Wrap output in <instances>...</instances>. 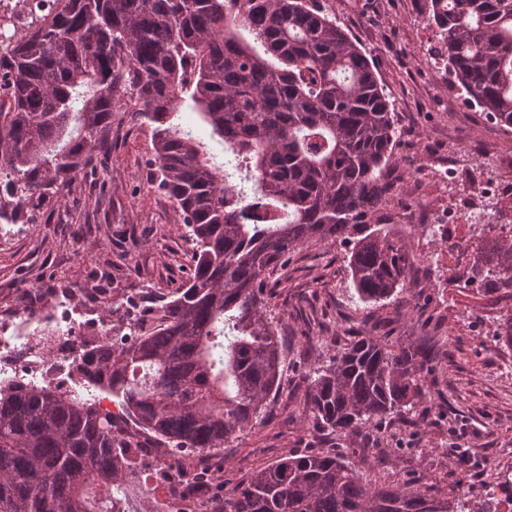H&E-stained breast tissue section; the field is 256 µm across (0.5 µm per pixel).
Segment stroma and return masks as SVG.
Returning a JSON list of instances; mask_svg holds the SVG:
<instances>
[{"instance_id": "1", "label": "stroma", "mask_w": 512, "mask_h": 512, "mask_svg": "<svg viewBox=\"0 0 512 512\" xmlns=\"http://www.w3.org/2000/svg\"><path fill=\"white\" fill-rule=\"evenodd\" d=\"M366 52L391 104L395 135L384 172L390 203L383 222L411 256L404 289L379 303L361 302L346 256L350 244L308 242L288 253L264 298L286 345L281 389L257 423L206 459L225 494L253 470L307 450L342 454L377 486L413 485L478 503L497 470H512V357L501 321L512 317V288L441 289L443 270L426 257L429 199L413 187L436 165H461L460 181L439 187L446 202L474 188L471 152L502 140L504 130L448 90L426 62L427 0H319ZM150 128L129 113L112 126V145L51 204L23 226L0 230V307L16 309L67 286L83 295L108 273L114 298L139 294L150 304L191 277L192 244L171 200L151 188ZM388 344L431 339L439 349L436 390L415 412L364 428L357 436L319 430L306 405L308 376L354 341L355 333Z\"/></svg>"}]
</instances>
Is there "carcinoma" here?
<instances>
[{"label": "carcinoma", "instance_id": "1", "mask_svg": "<svg viewBox=\"0 0 512 512\" xmlns=\"http://www.w3.org/2000/svg\"><path fill=\"white\" fill-rule=\"evenodd\" d=\"M28 16L0 32V217L64 199L111 143L127 96L151 128L150 184L178 209L195 267L188 285L156 297L157 322L127 318L131 342L53 354L42 385L0 382V512H129L132 449L218 452L279 391L282 344L262 296L291 250L351 243L364 303L404 287L405 243L367 221L386 194L392 104L317 0H38ZM427 20L465 99L512 129V0H428ZM188 100L270 223L244 220L224 165L174 123ZM430 357L364 336L310 374L309 410L321 428L350 433L409 411ZM75 374L121 413L63 390ZM216 512L489 509L376 487L340 456L308 452L253 471Z\"/></svg>", "mask_w": 512, "mask_h": 512}]
</instances>
